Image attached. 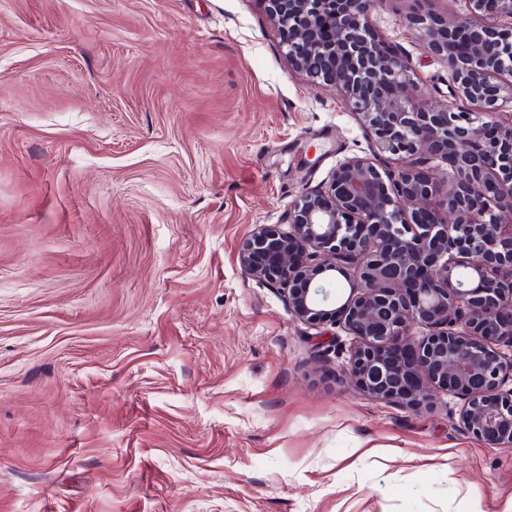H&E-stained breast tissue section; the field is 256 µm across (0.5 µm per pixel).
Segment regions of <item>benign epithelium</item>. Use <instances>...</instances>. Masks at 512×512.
<instances>
[{
	"instance_id": "7a95c632",
	"label": "benign epithelium",
	"mask_w": 512,
	"mask_h": 512,
	"mask_svg": "<svg viewBox=\"0 0 512 512\" xmlns=\"http://www.w3.org/2000/svg\"><path fill=\"white\" fill-rule=\"evenodd\" d=\"M261 2L288 65L336 92L373 153L345 158L327 186L301 194L288 233L264 226L245 239L240 266L288 286L296 320L341 324L353 337L345 369L363 393L419 409L446 392L464 401L468 430L511 447L512 0L406 17L448 66L438 108L368 26L382 0ZM383 154L396 169L378 166ZM432 158L442 171L428 170ZM338 274L350 283L344 299Z\"/></svg>"
}]
</instances>
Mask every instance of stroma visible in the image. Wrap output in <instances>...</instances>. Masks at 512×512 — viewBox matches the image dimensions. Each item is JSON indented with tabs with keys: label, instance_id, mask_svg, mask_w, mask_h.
<instances>
[{
	"label": "stroma",
	"instance_id": "35a3bbf8",
	"mask_svg": "<svg viewBox=\"0 0 512 512\" xmlns=\"http://www.w3.org/2000/svg\"><path fill=\"white\" fill-rule=\"evenodd\" d=\"M370 28L430 103L448 68ZM370 142L259 0H0V512H512V447L362 393L241 242Z\"/></svg>",
	"mask_w": 512,
	"mask_h": 512
}]
</instances>
